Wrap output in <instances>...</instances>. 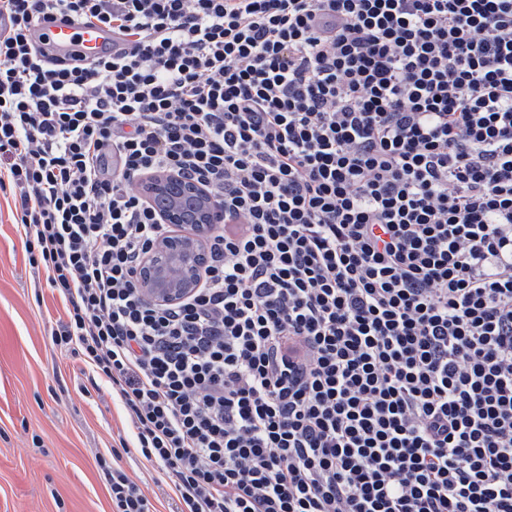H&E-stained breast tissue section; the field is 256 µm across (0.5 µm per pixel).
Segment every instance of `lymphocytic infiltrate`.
<instances>
[{
  "label": "lymphocytic infiltrate",
  "mask_w": 512,
  "mask_h": 512,
  "mask_svg": "<svg viewBox=\"0 0 512 512\" xmlns=\"http://www.w3.org/2000/svg\"><path fill=\"white\" fill-rule=\"evenodd\" d=\"M63 13L122 50L59 64ZM0 190L176 512H512V0H0ZM156 171L224 209L134 285ZM110 449L112 512H154ZM142 191L153 204L159 223L168 224L172 231L144 256L137 272V288L153 303H176L198 288L209 227L224 221V213L206 187L174 173L144 177Z\"/></svg>",
  "instance_id": "obj_1"
}]
</instances>
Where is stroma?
<instances>
[{
    "label": "stroma",
    "instance_id": "1",
    "mask_svg": "<svg viewBox=\"0 0 512 512\" xmlns=\"http://www.w3.org/2000/svg\"><path fill=\"white\" fill-rule=\"evenodd\" d=\"M13 208L0 191V512H110L97 457L128 438L125 413L111 385L89 388L78 357L53 348L64 308L35 287ZM121 464L169 512L156 467L133 452Z\"/></svg>",
    "mask_w": 512,
    "mask_h": 512
}]
</instances>
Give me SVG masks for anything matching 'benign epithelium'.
<instances>
[{"label": "benign epithelium", "mask_w": 512, "mask_h": 512, "mask_svg": "<svg viewBox=\"0 0 512 512\" xmlns=\"http://www.w3.org/2000/svg\"><path fill=\"white\" fill-rule=\"evenodd\" d=\"M142 191L155 205L159 223L169 225L170 232L144 256L137 288L153 303H176L199 286L209 227L224 221V213L206 187L174 173L144 177Z\"/></svg>", "instance_id": "benign-epithelium-1"}]
</instances>
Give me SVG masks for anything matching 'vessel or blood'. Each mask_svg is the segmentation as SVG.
I'll return each instance as SVG.
<instances>
[{"instance_id": "b4317fda", "label": "vessel or blood", "mask_w": 512, "mask_h": 512, "mask_svg": "<svg viewBox=\"0 0 512 512\" xmlns=\"http://www.w3.org/2000/svg\"><path fill=\"white\" fill-rule=\"evenodd\" d=\"M34 38L55 59L75 57L90 62L119 49L118 41L108 28L85 26L60 15L40 22L34 29Z\"/></svg>"}]
</instances>
